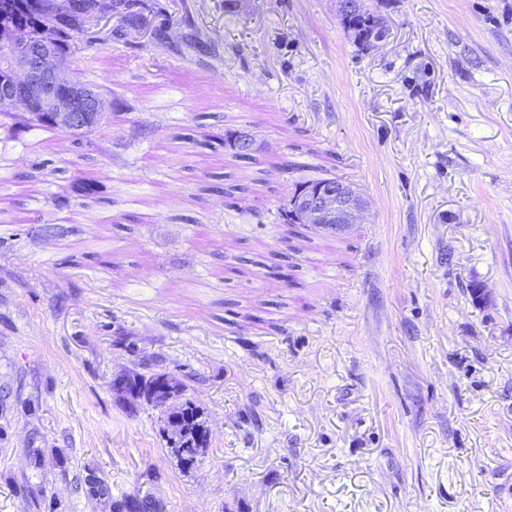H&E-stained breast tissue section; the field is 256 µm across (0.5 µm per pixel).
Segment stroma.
<instances>
[{
	"label": "stroma",
	"mask_w": 512,
	"mask_h": 512,
	"mask_svg": "<svg viewBox=\"0 0 512 512\" xmlns=\"http://www.w3.org/2000/svg\"><path fill=\"white\" fill-rule=\"evenodd\" d=\"M158 2L213 58L82 45L101 125L0 160V211L27 216L0 223V512H512V0H365L368 51L336 0ZM228 130L252 160L210 156ZM287 158L364 219L287 253ZM138 359L203 409L194 468L113 394ZM91 474L109 497L78 491ZM346 29L353 32L355 40L363 49H368L375 37L382 32L381 17L373 12L364 10L362 14L340 16ZM233 135L234 134H228V133H225L224 135L223 134L207 135L205 141L203 142V145L208 147L211 150V152L217 153V152H219L220 149L224 151V146H225L228 138H230L231 146L233 147V149H235V153H233L235 158H238L240 160H252L253 159L252 153L241 152L237 149L248 150V151L255 150L256 143H255V140L253 139V137L248 133L239 132V134L234 138L235 146L237 148L236 149L234 147V144L232 143Z\"/></svg>",
	"instance_id": "obj_1"
}]
</instances>
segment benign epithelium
<instances>
[{"instance_id": "1", "label": "benign epithelium", "mask_w": 512, "mask_h": 512, "mask_svg": "<svg viewBox=\"0 0 512 512\" xmlns=\"http://www.w3.org/2000/svg\"><path fill=\"white\" fill-rule=\"evenodd\" d=\"M138 23L123 31L128 40L143 37L157 42V26L152 11L146 4L137 6ZM115 14L104 0L82 26V37L91 43L112 39ZM10 64L9 79L0 83V110L19 109L26 114L52 112L57 125L80 133L104 114V100L99 90L75 77L64 74L65 67L54 51V38L46 32L36 45L28 37L14 33L11 39L1 41ZM366 203L362 196L344 182L325 183L298 192L290 203L303 219L313 227L340 235L352 224L360 222ZM127 372L112 378V391L128 399L137 398V391L129 390Z\"/></svg>"}]
</instances>
